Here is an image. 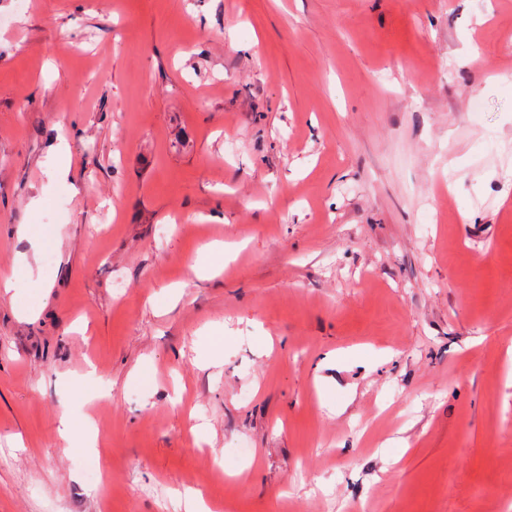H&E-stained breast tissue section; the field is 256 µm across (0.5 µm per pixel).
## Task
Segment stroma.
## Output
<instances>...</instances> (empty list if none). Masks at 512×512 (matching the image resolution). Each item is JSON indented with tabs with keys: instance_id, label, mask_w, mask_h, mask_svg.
I'll list each match as a JSON object with an SVG mask.
<instances>
[{
	"instance_id": "stroma-1",
	"label": "stroma",
	"mask_w": 512,
	"mask_h": 512,
	"mask_svg": "<svg viewBox=\"0 0 512 512\" xmlns=\"http://www.w3.org/2000/svg\"><path fill=\"white\" fill-rule=\"evenodd\" d=\"M0 16V512H500L512 0Z\"/></svg>"
}]
</instances>
